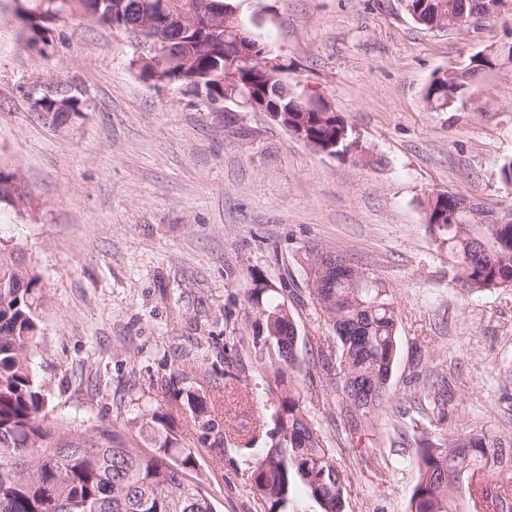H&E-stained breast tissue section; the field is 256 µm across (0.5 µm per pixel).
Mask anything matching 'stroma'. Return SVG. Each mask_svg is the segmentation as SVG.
Wrapping results in <instances>:
<instances>
[{"label": "stroma", "instance_id": "35a3bbf8", "mask_svg": "<svg viewBox=\"0 0 512 512\" xmlns=\"http://www.w3.org/2000/svg\"><path fill=\"white\" fill-rule=\"evenodd\" d=\"M236 4L243 28L287 63L289 85L345 118L353 153L315 152L265 113L231 102L214 112L180 84L146 79L129 34L89 18L56 22L47 41L26 46L20 0H0V171L21 189L0 203V243L42 275L33 370L55 416L91 435L130 433L163 405L150 381L181 369L179 351H226L223 464L190 413L170 420L216 512H257L250 473L272 397L250 353L246 274L301 285L309 248L342 252L389 283L400 342L387 407L336 449L350 479L344 512H410L414 440L430 429L415 409L422 374L452 371L440 431H512V290L453 284L423 207L438 191L512 206L498 175L512 156V70L485 74L444 111L423 99L434 73L512 40V8L438 32L400 0ZM59 83L80 109L49 124L32 91ZM293 311L304 406L332 440L317 354L328 331L307 308Z\"/></svg>", "mask_w": 512, "mask_h": 512}]
</instances>
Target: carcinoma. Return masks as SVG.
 <instances>
[{
	"instance_id": "carcinoma-1",
	"label": "carcinoma",
	"mask_w": 512,
	"mask_h": 512,
	"mask_svg": "<svg viewBox=\"0 0 512 512\" xmlns=\"http://www.w3.org/2000/svg\"><path fill=\"white\" fill-rule=\"evenodd\" d=\"M199 0H33L39 10L28 16V41L44 40L62 15L70 19L98 13L110 25L123 14L136 22L141 15H173L192 10ZM410 18L439 30L450 18L484 9L482 0H411ZM179 54L193 60L186 71L169 69L173 82L200 98L202 104L224 95V31L199 40L172 23L165 32ZM492 65L479 59L468 71L434 75L424 99L443 110ZM305 127L316 148L338 153L351 141L346 120L335 112H290L288 133ZM429 234L448 245L452 282L470 294L512 289V208L495 215L472 199L461 197L426 205ZM336 251L311 250L307 257L310 315L326 326L332 342L318 348L325 383L336 396L340 425L349 433L365 428L371 415L387 402L389 381L398 353V308L389 284L352 262L336 267L326 259ZM253 287L247 301L255 309L256 331L251 354L267 379L275 400L274 428L268 446L250 474L260 512H288L294 486L302 484L321 512H343L349 476L303 406L300 343L290 335L295 315L278 297L292 284L263 282L248 274ZM42 277L36 265L0 244V512H214L210 495L196 482L194 452L175 448L165 417L142 420L138 438L102 429L94 435L68 425L45 423L54 411L51 394L32 372L40 345L39 310ZM173 375L152 379L162 397L188 410L215 461H224V433L215 430L217 400L207 389L190 384L170 392ZM417 481L410 512H461L478 503L482 512H512V435L469 428L435 439L416 441Z\"/></svg>"
}]
</instances>
